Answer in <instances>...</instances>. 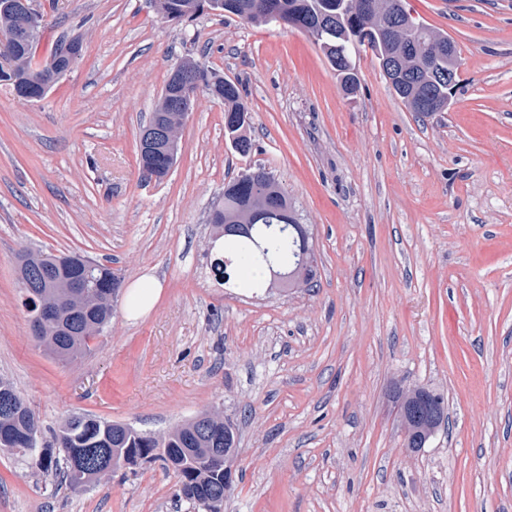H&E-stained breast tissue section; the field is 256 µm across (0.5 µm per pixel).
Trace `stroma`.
Instances as JSON below:
<instances>
[{
  "label": "stroma",
  "mask_w": 512,
  "mask_h": 512,
  "mask_svg": "<svg viewBox=\"0 0 512 512\" xmlns=\"http://www.w3.org/2000/svg\"><path fill=\"white\" fill-rule=\"evenodd\" d=\"M45 57L84 53L44 99L0 86V378L44 439L86 414L165 433L203 411L236 424L224 512H512V0H407L455 43L448 111L423 118L371 52L346 95L315 39L155 0H33ZM192 59L239 82L256 149L235 152L224 107L198 91L166 180L147 183L141 131ZM262 165L312 227L318 282L216 286L208 221L225 185ZM80 254L121 287L90 351L36 342L22 252ZM162 285L145 317L127 292ZM442 393L448 420L404 445L397 389ZM162 461L71 489L0 452V512H197ZM201 0H158L157 11L163 19L171 16L176 18L177 22L184 21L195 17L202 13L199 10V2Z\"/></svg>",
  "instance_id": "stroma-1"
}]
</instances>
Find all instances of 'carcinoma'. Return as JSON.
Wrapping results in <instances>:
<instances>
[{"label": "carcinoma", "mask_w": 512, "mask_h": 512, "mask_svg": "<svg viewBox=\"0 0 512 512\" xmlns=\"http://www.w3.org/2000/svg\"><path fill=\"white\" fill-rule=\"evenodd\" d=\"M200 0H156L162 18L169 16L184 21L201 13ZM247 15V22H269V13L276 7L292 8L297 28L311 33L328 64L336 71V78L344 91L358 88V76L353 55L360 50L377 54H402L404 69L403 89L395 94L412 112H420L422 99L433 103L432 111H448V54L436 53L438 46L448 45V36L418 22L415 41L408 34L396 31L382 34L378 19L366 16L350 0H239ZM380 12L391 14L405 22L412 19L406 0H377ZM41 25L35 34L0 46V54H10L18 60L15 68L5 71L0 67V85L19 93L30 88L27 71L36 66L49 72L58 60L64 41H58L48 57L34 61L36 48L42 38ZM198 80L208 94L222 96L225 130L235 151L245 157L252 153L254 143L248 135L250 113L243 103L239 84L224 79V75L195 61ZM293 208L287 195L263 168H249L224 186V202L212 211L209 223L213 235L209 249L224 243V255L215 259L211 271L221 285L234 288H265L279 286L311 288L317 275V255L312 244L309 225L298 224L292 216ZM227 224H247L244 233L226 234ZM58 260L52 254L38 255L31 251L20 257L19 273L25 274L37 265ZM247 266L263 272L260 280H243L228 271V267ZM72 274L66 273L50 288L42 289V300L55 307L56 326L41 335L37 341L60 359H69L90 350L89 342L100 335L112 318V298L120 288L119 278L112 269L100 264L89 280V289L97 293L93 298L85 289L73 287ZM7 397L11 407L0 409V448H12L14 454L30 460L42 473L62 470L64 482L72 487L90 484L112 472V467L97 466V459L112 456V449L120 450L117 465L135 466L140 461L161 459L177 475V496L206 510L205 503L224 496V467L211 463L212 449L222 448L234 456L238 444L235 427L218 412H206L178 426L164 437L140 432L119 422H109L83 415L66 420L52 440L45 443L47 453L41 455L38 447L29 448L24 437L40 434V426L33 410L13 385L0 379V398ZM400 416L406 434V447L413 440H430L445 418L444 398L438 392L424 387L397 391ZM420 402L439 409L436 417L415 420L409 411Z\"/></svg>", "instance_id": "cac0c4a2"}]
</instances>
